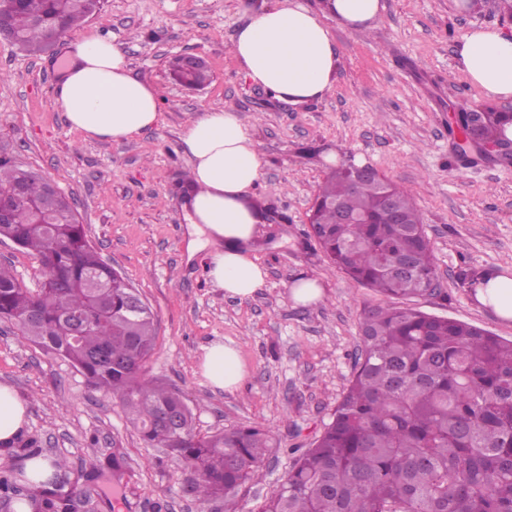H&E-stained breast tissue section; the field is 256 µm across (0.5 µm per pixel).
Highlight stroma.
Instances as JSON below:
<instances>
[{
  "instance_id": "stroma-1",
  "label": "stroma",
  "mask_w": 512,
  "mask_h": 512,
  "mask_svg": "<svg viewBox=\"0 0 512 512\" xmlns=\"http://www.w3.org/2000/svg\"><path fill=\"white\" fill-rule=\"evenodd\" d=\"M376 27L326 24L340 63L331 92L291 107L246 83L231 54L245 21L243 0H103L80 33L114 38L134 73L156 89L161 124L120 145L71 130L55 98L72 43L30 55L0 37V157L53 180L71 199L89 243L118 269L156 318L148 378L178 388L202 436L259 425L270 434L265 477L220 504V512H258L286 476L293 448L311 447L329 423L354 371L364 309L381 303L370 288L331 270L309 237L307 216L331 166L370 165L414 199L435 256L440 295L417 299L431 315L466 322L512 340V323L478 307L461 268L512 272V164L460 166L448 122L485 98L459 70L456 39L468 29L512 25L498 0L463 12L451 0H382ZM198 55L212 80L192 90L173 79L169 60ZM232 107L253 124L263 159L256 188L283 223L269 224L257 254L263 288L246 300L212 287L203 252L188 250L179 179L189 170L181 136L195 114ZM0 263L23 287L42 286L37 259L0 239ZM320 279L321 301L290 298L298 275ZM233 344L247 365L239 388L202 377L200 356L214 341ZM0 382L28 407L27 435L44 455L66 458L71 476L102 453L127 459L121 483L103 477L98 512H207L187 487L193 472L145 444L121 403L90 389L68 361L22 339L0 320Z\"/></svg>"
}]
</instances>
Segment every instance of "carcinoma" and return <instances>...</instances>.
Returning a JSON list of instances; mask_svg holds the SVG:
<instances>
[{"label": "carcinoma", "mask_w": 512, "mask_h": 512, "mask_svg": "<svg viewBox=\"0 0 512 512\" xmlns=\"http://www.w3.org/2000/svg\"><path fill=\"white\" fill-rule=\"evenodd\" d=\"M101 0H0L14 45L43 52L78 27ZM175 76L197 87L210 82L204 64ZM457 134L485 143L506 140L512 112L485 107L470 118L458 109ZM351 166L331 170L317 198L309 236L329 267L389 299L434 295L435 260L422 217L409 194L382 179L356 184ZM25 182L28 206L0 237L39 261L46 283L25 288L0 264V320L17 324L25 339L69 361L88 385L120 401L143 440L163 448L196 475L189 492L203 504L238 494L263 479L268 432L239 427L215 435L194 433V416L177 390L145 378L156 331L151 309L132 313L130 285L110 272L86 238L73 208L58 194L41 211L46 177L0 158V194ZM395 197L405 223L388 224L382 199ZM365 219L336 223L333 203ZM177 411L169 429L162 413ZM12 458L42 456L34 437L4 449ZM126 468L117 448L70 481L63 458L34 482L23 470H0V505L26 502L30 512H97L88 484L103 475L121 482ZM260 512H512V341L471 324L393 303L364 310L355 372L330 423L294 460Z\"/></svg>", "instance_id": "obj_1"}]
</instances>
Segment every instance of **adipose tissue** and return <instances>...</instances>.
<instances>
[{
  "label": "adipose tissue",
  "instance_id": "obj_1",
  "mask_svg": "<svg viewBox=\"0 0 512 512\" xmlns=\"http://www.w3.org/2000/svg\"><path fill=\"white\" fill-rule=\"evenodd\" d=\"M383 9L381 0H324L318 10L303 0H267L239 26L231 52L244 79L272 99L292 106L317 102L330 92L339 63L326 17L361 31L372 28ZM456 51L459 70L484 97L512 99L511 30L496 24L467 30ZM56 105L82 137L115 144L162 121L155 88L133 76L120 46L102 36L73 41ZM182 148L192 177L185 205L189 250L204 251L214 287L251 298L267 278L256 256L264 215L254 190L263 160L252 128L235 109L208 111L186 124ZM474 298L500 320L512 321V275L483 271ZM201 369L211 386L227 391L237 389L246 375L237 350L221 341L204 347ZM26 413L16 389L0 382L1 446L23 434Z\"/></svg>",
  "mask_w": 512,
  "mask_h": 512
}]
</instances>
